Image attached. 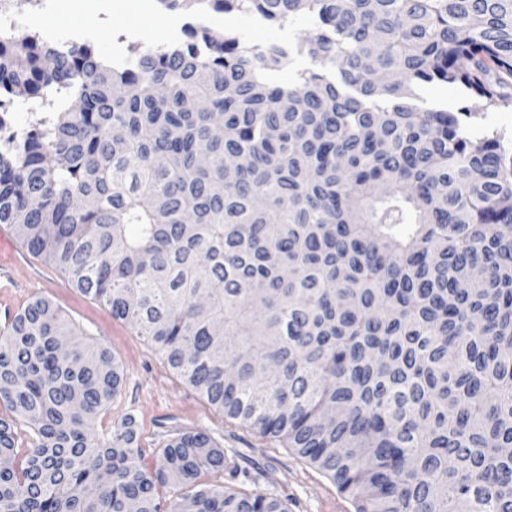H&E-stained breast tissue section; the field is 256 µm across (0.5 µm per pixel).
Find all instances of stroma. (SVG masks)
<instances>
[{"label":"stroma","mask_w":512,"mask_h":512,"mask_svg":"<svg viewBox=\"0 0 512 512\" xmlns=\"http://www.w3.org/2000/svg\"><path fill=\"white\" fill-rule=\"evenodd\" d=\"M36 297L51 299L81 341L108 348L123 368L120 393L97 421L98 437H106L113 422L126 413L135 414L142 457L151 464L165 440L202 429L236 464L231 487L287 499L289 512H355L349 497L293 451L225 420L129 322L114 318L103 304L78 292L58 267L31 255L12 229L0 224V327Z\"/></svg>","instance_id":"stroma-1"}]
</instances>
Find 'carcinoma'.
I'll list each match as a JSON object with an SVG mask.
<instances>
[{"instance_id": "1", "label": "carcinoma", "mask_w": 512, "mask_h": 512, "mask_svg": "<svg viewBox=\"0 0 512 512\" xmlns=\"http://www.w3.org/2000/svg\"><path fill=\"white\" fill-rule=\"evenodd\" d=\"M158 2L308 12L309 67L266 83L288 47L201 22L117 67L0 34V224L355 512H512V154L415 103L443 82L512 107V0ZM72 335L45 297L0 330V512H288L199 482L230 467L206 431L151 467L133 415L96 438L122 371Z\"/></svg>"}]
</instances>
